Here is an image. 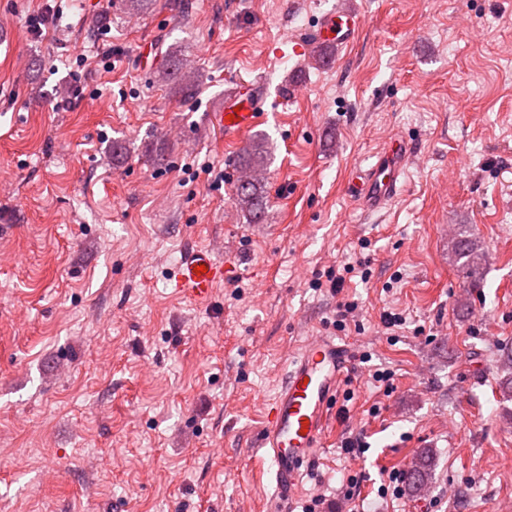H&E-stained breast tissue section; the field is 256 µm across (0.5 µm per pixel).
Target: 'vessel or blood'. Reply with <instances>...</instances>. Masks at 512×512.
Segmentation results:
<instances>
[{
    "label": "vessel or blood",
    "mask_w": 512,
    "mask_h": 512,
    "mask_svg": "<svg viewBox=\"0 0 512 512\" xmlns=\"http://www.w3.org/2000/svg\"><path fill=\"white\" fill-rule=\"evenodd\" d=\"M361 25L358 13L331 10L318 19L313 34L320 42L347 45ZM263 102L259 81L238 82L226 92L215 117L226 134L240 135L256 126ZM411 151L408 141L394 138L377 154L371 167L351 172L348 188L365 211L384 208L400 193ZM223 279L224 264L215 253L195 248L177 264L173 283L180 293L203 301ZM349 362V351L334 337H316L291 361L281 388L268 406L261 446L270 459L280 512H288L290 494L322 445L336 386Z\"/></svg>",
    "instance_id": "vessel-or-blood-1"
}]
</instances>
